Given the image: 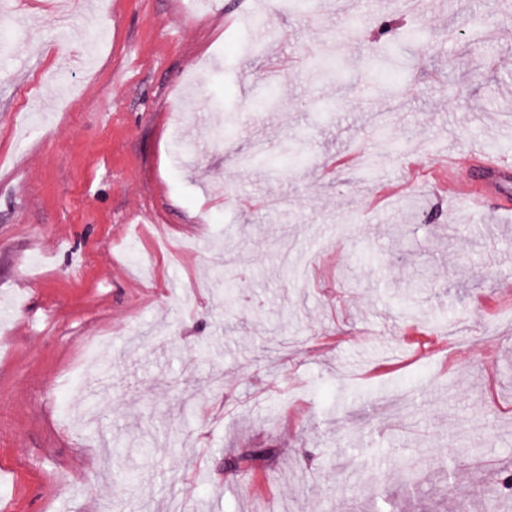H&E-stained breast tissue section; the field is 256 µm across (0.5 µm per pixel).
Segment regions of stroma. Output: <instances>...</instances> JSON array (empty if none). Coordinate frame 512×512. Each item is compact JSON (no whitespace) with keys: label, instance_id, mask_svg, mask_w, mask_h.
Listing matches in <instances>:
<instances>
[{"label":"stroma","instance_id":"obj_1","mask_svg":"<svg viewBox=\"0 0 512 512\" xmlns=\"http://www.w3.org/2000/svg\"><path fill=\"white\" fill-rule=\"evenodd\" d=\"M57 27L0 0V512H512V223L437 167L512 160L497 0H72ZM256 145L308 161L238 170Z\"/></svg>","mask_w":512,"mask_h":512}]
</instances>
